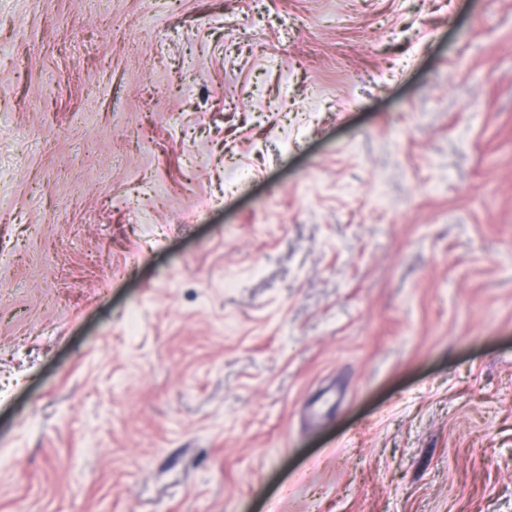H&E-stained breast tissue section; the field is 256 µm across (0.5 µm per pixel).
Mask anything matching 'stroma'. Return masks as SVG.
<instances>
[{
  "instance_id": "stroma-1",
  "label": "stroma",
  "mask_w": 512,
  "mask_h": 512,
  "mask_svg": "<svg viewBox=\"0 0 512 512\" xmlns=\"http://www.w3.org/2000/svg\"><path fill=\"white\" fill-rule=\"evenodd\" d=\"M0 512H512V0H0Z\"/></svg>"
}]
</instances>
